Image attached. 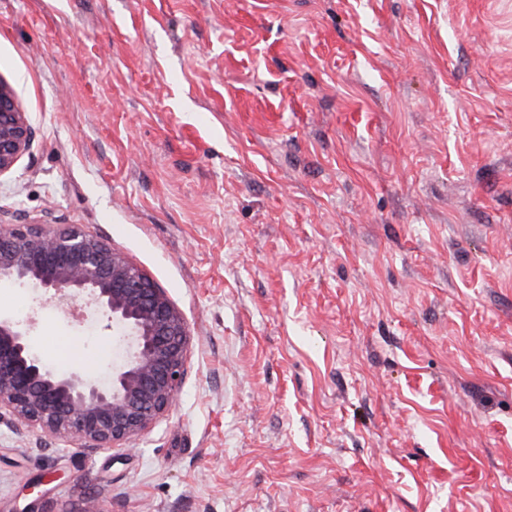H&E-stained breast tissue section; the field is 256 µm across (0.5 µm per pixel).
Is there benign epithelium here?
<instances>
[{"mask_svg": "<svg viewBox=\"0 0 512 512\" xmlns=\"http://www.w3.org/2000/svg\"><path fill=\"white\" fill-rule=\"evenodd\" d=\"M33 143L14 89L0 80V176ZM0 283L81 298L104 313L124 355L102 384L58 374L31 350L26 325L0 317V424L39 431L85 451L120 448L149 431L184 384L191 336L166 292L112 247L76 224L0 218Z\"/></svg>", "mask_w": 512, "mask_h": 512, "instance_id": "benign-epithelium-1", "label": "benign epithelium"}]
</instances>
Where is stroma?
Instances as JSON below:
<instances>
[{"label": "stroma", "mask_w": 512, "mask_h": 512, "mask_svg": "<svg viewBox=\"0 0 512 512\" xmlns=\"http://www.w3.org/2000/svg\"><path fill=\"white\" fill-rule=\"evenodd\" d=\"M36 131L11 222L78 224L192 336L87 452L0 426V512H512V0H0ZM51 369L106 316L0 286Z\"/></svg>", "instance_id": "1"}]
</instances>
